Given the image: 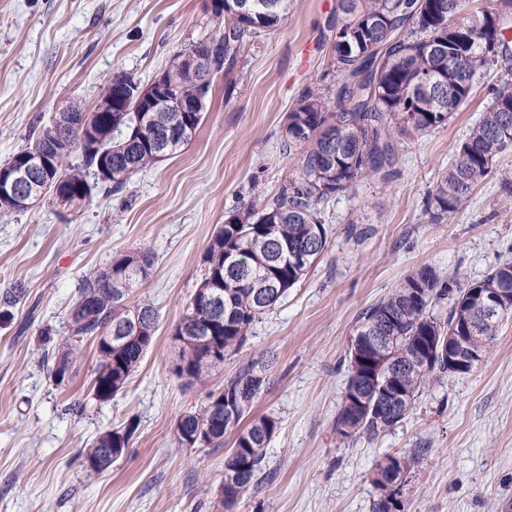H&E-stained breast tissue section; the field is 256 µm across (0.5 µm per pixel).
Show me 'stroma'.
Wrapping results in <instances>:
<instances>
[{
	"instance_id": "35a3bbf8",
	"label": "stroma",
	"mask_w": 512,
	"mask_h": 512,
	"mask_svg": "<svg viewBox=\"0 0 512 512\" xmlns=\"http://www.w3.org/2000/svg\"><path fill=\"white\" fill-rule=\"evenodd\" d=\"M344 19L338 0H289L278 27L248 37L234 68L214 78L189 145L134 174L120 194L94 195L78 220L47 202L0 212V295L25 290L16 305H0V512H215L233 439L188 448L176 424L251 360L267 378L253 411L276 417L279 429L266 449L271 478L233 512H372L378 463L420 442L429 451L407 476L403 512H512V319L476 369L426 389L376 440L335 431L363 309L416 267L473 280L512 258V194L501 183L512 178V152L497 157L453 221L433 223L426 211L496 70L482 71L445 126L401 136L387 180L330 201L326 251L241 350L201 382L173 371L172 334L202 278L200 258L229 214L295 173L281 130L306 88L336 83L329 26ZM219 24L208 0H0V164L67 102L93 108L120 71L150 83ZM355 226L366 235L354 236ZM144 246L155 263L130 300L153 304L159 324L129 385L110 401L93 399L91 338L69 382L56 384L44 354L67 335L84 279L115 252ZM131 421L127 454L105 471L87 469L84 448Z\"/></svg>"
}]
</instances>
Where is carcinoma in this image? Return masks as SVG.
Here are the masks:
<instances>
[{"instance_id":"cac0c4a2","label":"carcinoma","mask_w":512,"mask_h":512,"mask_svg":"<svg viewBox=\"0 0 512 512\" xmlns=\"http://www.w3.org/2000/svg\"><path fill=\"white\" fill-rule=\"evenodd\" d=\"M276 18L269 22L257 13L245 19L231 5L220 15L224 24L213 33L183 46L178 54L211 57L215 66L206 71L185 62L171 78L174 99L211 89L214 75L229 71L246 38L257 29L276 27L288 9V0H273ZM350 0L338 6L348 19L333 36L334 64L339 85L308 90L288 113L282 129V151L297 159L298 173L279 190L227 218L202 256L201 282L187 303L180 327L187 332L213 324L203 335L222 340L224 353L244 345L261 315L272 310L288 290L306 276L326 248L328 230L323 217L326 202L365 179L390 175L399 164L395 133L426 132L446 125L470 98L480 70L495 65L512 50L504 20L492 27L480 22L462 29L448 26V16L463 10V0ZM431 72L435 84L424 89L421 75ZM490 102L467 138L453 149L448 171L429 193L426 211L435 223L454 217L474 189L492 175L496 158L512 151V68L489 90ZM72 112H57L49 125L16 152L17 164L35 151L52 146L50 171L35 179L58 183L62 210L76 218L90 204L94 192L123 191L130 177L157 162L156 152H179L191 138H173L170 129L176 112H151L146 135L138 123L143 116L130 101L119 109L85 112L79 101ZM80 152V162L70 160ZM307 252L309 264L297 267L291 254ZM137 256L154 263L149 250L121 251L91 276L77 300L82 306L69 315V336L55 346L60 359L73 363L82 342L99 339L107 331L117 335L126 321L129 292L137 284L130 278L122 288L109 285L110 271L118 272ZM224 291V310L215 314L204 303L203 290ZM470 288H511L512 261L489 269L486 275L464 282L459 275L444 276L430 266L411 270L386 296L359 315L354 335L359 343L348 350V379L336 414V433L342 438H378L405 419L411 406L431 384L454 375L443 353L448 335L464 324L472 327V346L482 352L497 335L500 318L486 316L468 292ZM451 301L447 315L436 307ZM146 318L142 343L126 349L98 350L99 365L92 396L108 401L129 384L146 352L152 347L159 321L149 303H138ZM372 336H389L388 347L378 350ZM432 352L428 369L416 368L423 350ZM208 344L181 348L186 378L200 380L216 368L201 359ZM266 385L256 364L244 367L227 381L218 395L224 397V415L209 405L179 419L178 431L207 427L210 444L235 439L224 459L228 481L223 512L258 486L264 473L265 448L278 430L275 417L250 416L252 405ZM136 424L122 431L99 434L83 451L86 460L107 453L111 438L129 447ZM428 449L385 457L372 482L378 491L373 512H390L389 475L407 476Z\"/></svg>"}]
</instances>
